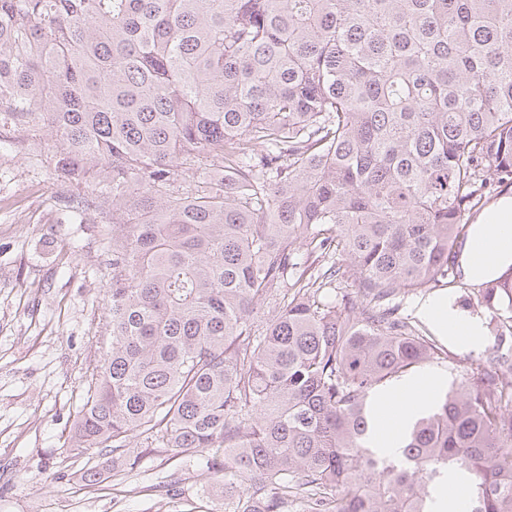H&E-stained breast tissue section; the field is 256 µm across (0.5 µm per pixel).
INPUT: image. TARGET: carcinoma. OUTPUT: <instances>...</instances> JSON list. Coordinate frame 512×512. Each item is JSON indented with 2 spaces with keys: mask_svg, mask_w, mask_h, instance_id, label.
<instances>
[{
  "mask_svg": "<svg viewBox=\"0 0 512 512\" xmlns=\"http://www.w3.org/2000/svg\"><path fill=\"white\" fill-rule=\"evenodd\" d=\"M2 133L54 138L108 218L76 455L201 453L224 512H431L450 465L465 512H512L509 356L400 460L367 408L448 358L397 298L465 289L458 244L512 180V0H0ZM479 292L512 312V268Z\"/></svg>",
  "mask_w": 512,
  "mask_h": 512,
  "instance_id": "1",
  "label": "carcinoma"
}]
</instances>
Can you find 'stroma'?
Returning a JSON list of instances; mask_svg holds the SVG:
<instances>
[{
    "mask_svg": "<svg viewBox=\"0 0 512 512\" xmlns=\"http://www.w3.org/2000/svg\"><path fill=\"white\" fill-rule=\"evenodd\" d=\"M57 152L47 135L0 143V512H224L196 458L151 456L130 470L95 450L69 451L87 377L108 347L112 253L99 211L73 209L91 192L57 178ZM466 303L479 347L448 344L447 361L425 370L447 390L472 359L496 347L512 355L480 293L469 290ZM87 463L104 470L98 488L81 479Z\"/></svg>",
    "mask_w": 512,
    "mask_h": 512,
    "instance_id": "1",
    "label": "stroma"
}]
</instances>
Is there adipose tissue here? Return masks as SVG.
<instances>
[{
    "label": "adipose tissue",
    "instance_id": "adipose-tissue-1",
    "mask_svg": "<svg viewBox=\"0 0 512 512\" xmlns=\"http://www.w3.org/2000/svg\"><path fill=\"white\" fill-rule=\"evenodd\" d=\"M475 231L481 239L492 243L494 255L484 269L473 265L469 257H462V273L466 279L473 281L482 278L485 272L512 264V197L500 199L486 209L479 217ZM419 312L437 335L452 337L455 342L468 347L476 346L480 340L481 327L478 321L463 318L456 310L449 308L447 298L430 299L420 306ZM439 385V379L433 378L429 380L427 389L422 390L414 380H403L380 391L374 398L373 408L378 411L392 404L397 405L394 423L399 428L408 427Z\"/></svg>",
    "mask_w": 512,
    "mask_h": 512
}]
</instances>
